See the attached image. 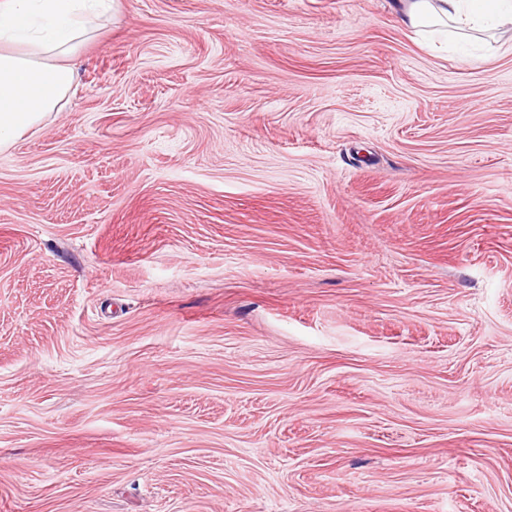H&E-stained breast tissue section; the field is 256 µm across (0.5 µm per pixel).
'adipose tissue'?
Masks as SVG:
<instances>
[{
	"label": "adipose tissue",
	"instance_id": "ef3b65f1",
	"mask_svg": "<svg viewBox=\"0 0 512 512\" xmlns=\"http://www.w3.org/2000/svg\"><path fill=\"white\" fill-rule=\"evenodd\" d=\"M397 0L402 24L431 31L474 30L498 16L501 0ZM113 0H0V148L37 126L71 90V67L58 64L98 28Z\"/></svg>",
	"mask_w": 512,
	"mask_h": 512
}]
</instances>
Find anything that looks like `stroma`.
Returning a JSON list of instances; mask_svg holds the SVG:
<instances>
[{
	"mask_svg": "<svg viewBox=\"0 0 512 512\" xmlns=\"http://www.w3.org/2000/svg\"><path fill=\"white\" fill-rule=\"evenodd\" d=\"M0 151V512H512V26L118 0Z\"/></svg>",
	"mask_w": 512,
	"mask_h": 512,
	"instance_id": "1",
	"label": "stroma"
}]
</instances>
